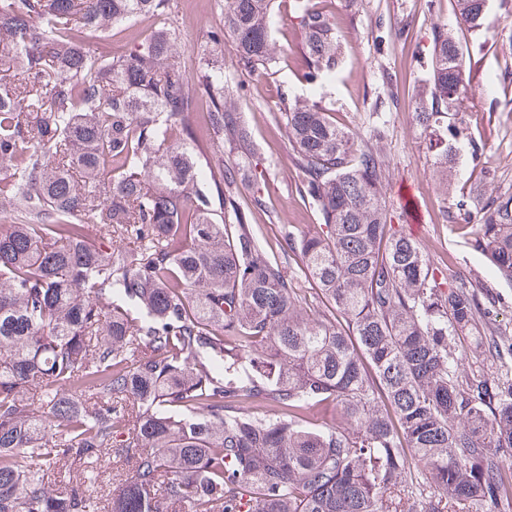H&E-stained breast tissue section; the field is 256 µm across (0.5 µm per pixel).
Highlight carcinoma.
I'll return each instance as SVG.
<instances>
[{
  "mask_svg": "<svg viewBox=\"0 0 512 512\" xmlns=\"http://www.w3.org/2000/svg\"><path fill=\"white\" fill-rule=\"evenodd\" d=\"M273 3L224 0L211 35H231L254 84L271 74ZM488 6L453 0L457 26H483ZM170 14L171 0H0V206L24 215L0 225V512H101L86 465L114 449L131 476L110 512H512V343L492 299L392 224L370 139L285 92L322 216L283 231L323 305L307 310L252 224L262 200L232 196L224 135L250 149L244 86L206 51L184 60L171 21L126 54L87 47ZM298 28L319 85L341 62L336 21L313 0ZM473 92L454 32H435L412 112L445 188L466 148L481 164L460 111ZM442 215L512 284V196H445ZM255 400L281 415L243 414Z\"/></svg>",
  "mask_w": 512,
  "mask_h": 512,
  "instance_id": "cac0c4a2",
  "label": "carcinoma"
}]
</instances>
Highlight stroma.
Wrapping results in <instances>:
<instances>
[{
    "instance_id": "35a3bbf8",
    "label": "stroma",
    "mask_w": 512,
    "mask_h": 512,
    "mask_svg": "<svg viewBox=\"0 0 512 512\" xmlns=\"http://www.w3.org/2000/svg\"><path fill=\"white\" fill-rule=\"evenodd\" d=\"M171 3L186 53L210 49L211 32L224 25V0ZM298 6V0L275 2V63L262 84L248 85L232 51L224 53L225 84L245 87L238 110L253 142L248 153L232 141L224 143V162L237 170L234 194L240 205L261 196L264 206L256 211L254 223L274 243L281 241L285 228L306 230L319 223L316 204L299 192L303 174L278 107L285 91L316 100L341 126L365 135L377 133L373 145L388 166L386 198L393 224H419L417 240L426 257L447 263L450 277L468 280L478 292L492 295L499 328L512 339V285L499 280L488 260L444 220L441 192L411 112L415 89L430 72L433 32L454 23L450 0H327L343 61L335 77L318 89L304 77ZM489 11L490 26L458 33L479 88L464 110L472 118L473 138L486 146V165L497 170V193L512 195V16H506L500 0H489ZM401 188L409 190L408 200H400Z\"/></svg>"
}]
</instances>
